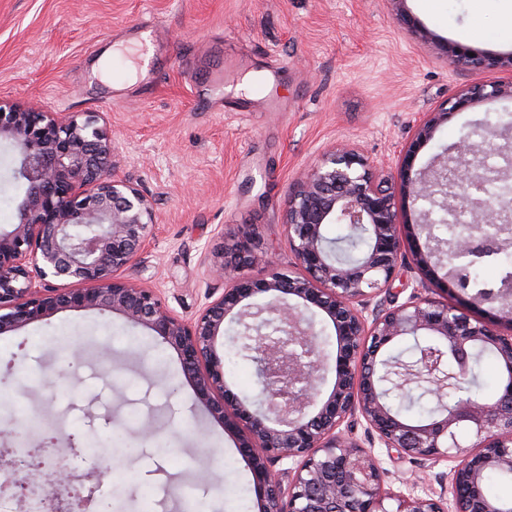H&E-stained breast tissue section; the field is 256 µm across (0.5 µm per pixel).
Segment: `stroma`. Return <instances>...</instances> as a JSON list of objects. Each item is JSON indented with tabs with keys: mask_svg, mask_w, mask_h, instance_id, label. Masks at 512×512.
Instances as JSON below:
<instances>
[{
	"mask_svg": "<svg viewBox=\"0 0 512 512\" xmlns=\"http://www.w3.org/2000/svg\"><path fill=\"white\" fill-rule=\"evenodd\" d=\"M430 39L411 36L390 0H0V104L98 115L115 144L113 179L146 196L156 222L144 250L122 271L156 289L179 317L194 319L221 295L209 267L224 232L259 235L245 276L293 255L283 226L294 180L341 143L374 164L394 166L419 120L494 71L453 65L436 39L490 54L512 53L503 20L512 0H408ZM134 26L166 49L121 98L93 74L105 50ZM194 58L224 64L225 109L199 104L208 84ZM258 91L237 86L245 77ZM512 99L478 102L452 115L415 160L430 171L443 150L485 112ZM17 149L0 140V229L17 221L25 193ZM80 351L71 362L72 351ZM0 451L19 434L54 433L56 447L92 438L112 450L96 493L103 512H177L170 489L183 483L203 512H259L253 475L236 438L197 405L175 351L118 314L64 310L0 334ZM152 436H144V429ZM394 488L437 489L438 470L378 449ZM220 478L219 487L200 479Z\"/></svg>",
	"mask_w": 512,
	"mask_h": 512,
	"instance_id": "1",
	"label": "stroma"
}]
</instances>
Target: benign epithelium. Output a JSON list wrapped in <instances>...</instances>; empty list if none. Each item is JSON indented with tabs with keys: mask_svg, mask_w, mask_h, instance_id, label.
Here are the masks:
<instances>
[{
	"mask_svg": "<svg viewBox=\"0 0 512 512\" xmlns=\"http://www.w3.org/2000/svg\"><path fill=\"white\" fill-rule=\"evenodd\" d=\"M398 20L414 34L416 20L407 0H390ZM449 63L496 70L504 77L464 90L437 112L427 113L397 163L396 172L378 169L353 145L334 147L310 166L288 195L283 226L294 256L293 268L271 265L261 279L235 276L249 263L257 235L244 226L213 247L212 275L224 280V291L193 320L175 315L156 290L119 277L144 249L155 224L149 201L132 185L111 178L115 146L97 116H61L34 106L0 107V139L19 150V178L26 184L17 222L0 231V334L46 319L62 309H97L122 315L143 327L181 358L183 376L197 403L237 436L239 452L251 469L260 512H512L488 500L479 481L489 469L512 470V308L472 315L415 292L399 305L379 299L387 292L398 259L411 254L420 269L431 271L439 253L430 237L425 245L407 247L398 231L393 182L419 216L427 231L430 211L424 202L441 197L440 205L479 214L482 220L457 228L451 260L483 254L499 244L485 228L509 222L502 203H491L469 192L481 188L483 166L468 158L471 134L437 156V168L427 176L412 175L418 151L454 113L485 100L512 98V55L471 53L445 47ZM363 229L370 245L356 261L332 256L324 230L328 224ZM71 281L75 288H58ZM437 289L460 302L464 288L452 279L436 278ZM266 297L263 304L254 302ZM317 310L331 321L336 356L316 341L307 313ZM242 327L246 350L257 363L258 390L248 399L232 393L224 381V357L216 339L226 334L224 321ZM274 324L278 336L263 332ZM431 338L438 349L422 353L417 379L434 386L440 412L429 420L401 421L389 410L383 374L384 354L401 337ZM489 346L499 355L506 383L500 397L486 402L447 397L448 355H453L466 383L468 352ZM335 371L332 390L317 399L316 385L329 369ZM362 423L368 446L353 438ZM473 439L464 444L463 437ZM432 465L443 464L439 490L425 496L394 490L374 452L375 445ZM71 463L53 469L50 482L66 485L84 477L100 479L104 459H87L85 449L69 442ZM291 467L278 473L282 461ZM0 472L22 485L44 481L41 466L12 451L0 453Z\"/></svg>",
	"mask_w": 512,
	"mask_h": 512,
	"instance_id": "7a95c632",
	"label": "benign epithelium"
}]
</instances>
